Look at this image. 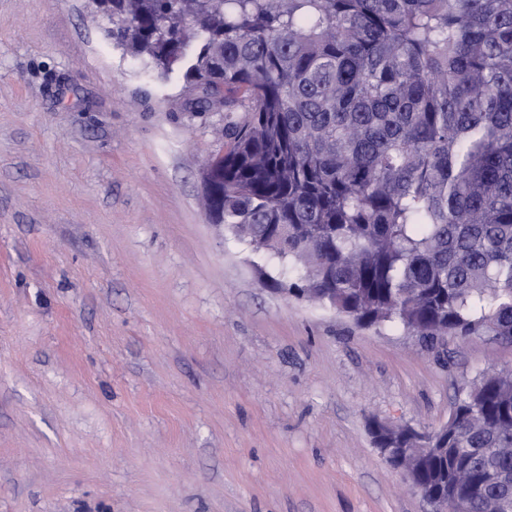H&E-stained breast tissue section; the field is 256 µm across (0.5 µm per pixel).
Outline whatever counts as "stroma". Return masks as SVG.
<instances>
[{
	"label": "stroma",
	"mask_w": 512,
	"mask_h": 512,
	"mask_svg": "<svg viewBox=\"0 0 512 512\" xmlns=\"http://www.w3.org/2000/svg\"><path fill=\"white\" fill-rule=\"evenodd\" d=\"M91 0H0V512H431L372 422L433 432L512 342L427 349L286 294L210 224L228 120Z\"/></svg>",
	"instance_id": "35a3bbf8"
}]
</instances>
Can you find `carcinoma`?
I'll return each instance as SVG.
<instances>
[{
  "mask_svg": "<svg viewBox=\"0 0 512 512\" xmlns=\"http://www.w3.org/2000/svg\"><path fill=\"white\" fill-rule=\"evenodd\" d=\"M228 123L224 226L363 326L512 338V0H112V41ZM418 483L512 512V371L459 398Z\"/></svg>",
  "mask_w": 512,
  "mask_h": 512,
  "instance_id": "cac0c4a2",
  "label": "carcinoma"
}]
</instances>
